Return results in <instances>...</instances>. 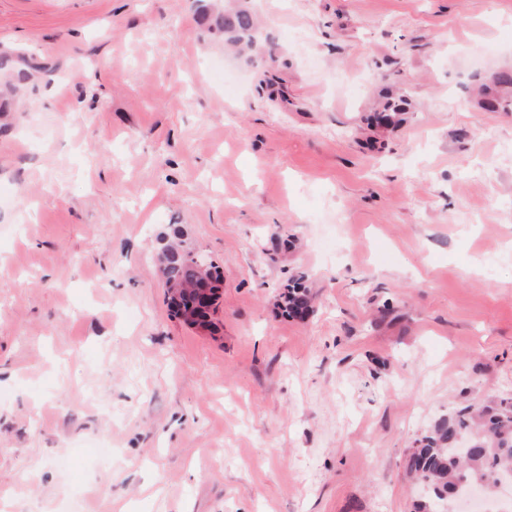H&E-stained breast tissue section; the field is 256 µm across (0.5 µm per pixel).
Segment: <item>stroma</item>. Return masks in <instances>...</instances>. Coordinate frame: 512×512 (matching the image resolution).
Segmentation results:
<instances>
[{"instance_id": "35a3bbf8", "label": "stroma", "mask_w": 512, "mask_h": 512, "mask_svg": "<svg viewBox=\"0 0 512 512\" xmlns=\"http://www.w3.org/2000/svg\"><path fill=\"white\" fill-rule=\"evenodd\" d=\"M249 5L234 55L221 0H0V512H414L418 440L512 394V0ZM224 34V42L242 49H252L258 42V28L254 15L246 8L224 11L217 19ZM161 249L165 251H177L183 253L179 255L177 253L170 254V261H174L180 257V259L172 264L171 262L166 265L164 275L166 278L165 286H168L169 290L173 293H185L192 288L199 280L205 278L210 273V268L214 269L215 273L220 277L218 267L215 264H211L206 269L196 261L200 255V251L196 250L192 253L190 250L182 248L180 242L167 241L163 243ZM195 254V258L193 255ZM224 288L222 280L215 281L213 279H204L195 288H192L186 296L197 295L198 301L196 306L198 312H205L206 318L200 317V315L192 309H185L182 304V299L179 295L176 296L175 302L173 303L172 311L177 313L179 319L184 323L194 327L200 332L212 333V319L211 315L214 312L217 301ZM280 298L282 299V308L288 316L294 315L300 302L311 301L312 296L305 277L299 276L288 279L287 283L282 287Z\"/></svg>"}]
</instances>
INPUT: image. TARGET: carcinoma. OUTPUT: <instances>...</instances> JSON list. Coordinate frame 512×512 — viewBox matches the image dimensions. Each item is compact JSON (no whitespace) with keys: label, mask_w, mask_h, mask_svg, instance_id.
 Segmentation results:
<instances>
[{"label":"carcinoma","mask_w":512,"mask_h":512,"mask_svg":"<svg viewBox=\"0 0 512 512\" xmlns=\"http://www.w3.org/2000/svg\"><path fill=\"white\" fill-rule=\"evenodd\" d=\"M217 24L224 42L242 49H251L258 42L254 15L246 8L230 9L221 14ZM497 83L503 96L497 104L512 110V74L499 75ZM165 251H177L180 259L166 265V286L173 293H184L217 266L204 269L181 243L168 241ZM282 308L294 315L301 302L312 300L305 277L291 278L280 293ZM409 473L427 484L431 497L417 505L418 512H441L438 504L452 496L455 487L461 490L483 486L491 489L501 480H512V398L491 400L478 406H468L436 423L422 437L418 448L410 454Z\"/></svg>","instance_id":"1"}]
</instances>
